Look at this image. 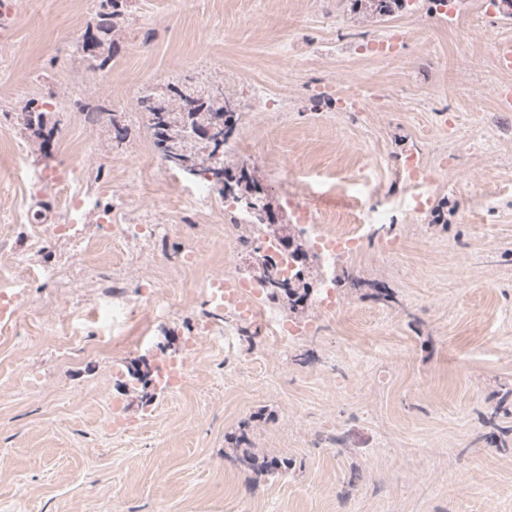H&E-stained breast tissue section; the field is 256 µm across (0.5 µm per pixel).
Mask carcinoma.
<instances>
[{
  "instance_id": "1",
  "label": "carcinoma",
  "mask_w": 512,
  "mask_h": 512,
  "mask_svg": "<svg viewBox=\"0 0 512 512\" xmlns=\"http://www.w3.org/2000/svg\"><path fill=\"white\" fill-rule=\"evenodd\" d=\"M352 7H363L380 17L389 16L403 7L405 0H351ZM127 9V0H100V11L97 14L95 24L87 27L82 51L88 67L94 69L102 66L99 62L97 48L101 45V37L108 34L123 20ZM172 92L170 101L166 104L158 103L150 97L139 100V110L146 119V125L150 131L154 145L166 160L173 156L189 160L197 169V173L213 180L224 176V184L233 186L229 194L222 193V197H230L240 200L246 195L252 194L256 188L254 181L248 176L247 167L243 166L239 172L234 173L224 168V159L209 152L199 155L188 149L189 139L187 127L196 126L207 128L212 125L215 115L219 112L235 115L234 125L229 127L224 135L235 132L237 122L240 119L239 110L230 111L232 105L230 98L224 95V86L216 85L212 88L196 90H184L176 85L169 87ZM27 128L49 140L55 133V128H46L45 111L34 106L26 105ZM308 265L301 264L290 277L286 278L280 273V269L266 256H261L256 274L268 283V297L273 301H281L295 310L307 303L312 292V285L306 280ZM228 442L233 445L230 461L253 475L254 482L261 481L269 475H283L295 467V462L287 457L258 455L252 449V443L246 428L228 436Z\"/></svg>"
}]
</instances>
